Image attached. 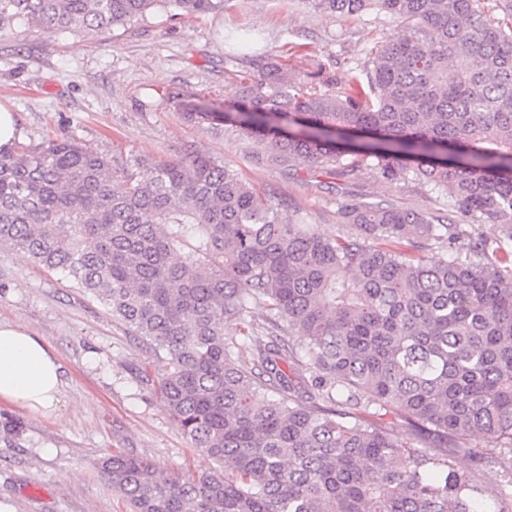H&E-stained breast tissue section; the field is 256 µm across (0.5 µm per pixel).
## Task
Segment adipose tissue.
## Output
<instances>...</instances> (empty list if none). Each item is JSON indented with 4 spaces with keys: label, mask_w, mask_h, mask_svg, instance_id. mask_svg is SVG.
Returning <instances> with one entry per match:
<instances>
[{
    "label": "adipose tissue",
    "mask_w": 512,
    "mask_h": 512,
    "mask_svg": "<svg viewBox=\"0 0 512 512\" xmlns=\"http://www.w3.org/2000/svg\"><path fill=\"white\" fill-rule=\"evenodd\" d=\"M61 365L45 342L22 324L0 321V401L39 414L62 405Z\"/></svg>",
    "instance_id": "ef3b65f1"
}]
</instances>
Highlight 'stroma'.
<instances>
[{"label": "stroma", "instance_id": "1", "mask_svg": "<svg viewBox=\"0 0 512 512\" xmlns=\"http://www.w3.org/2000/svg\"><path fill=\"white\" fill-rule=\"evenodd\" d=\"M261 32L269 54L287 60L304 88L365 80L380 42L404 37V23L372 10L359 17L316 13L299 0H227L222 11L147 21L97 34L0 35V104L22 131L21 146L73 137L119 164L140 157L199 153L226 163L272 203H287L305 223L334 237L346 231V203L389 204L446 214L447 194L420 182L383 179L369 168L336 177L304 160L286 162L223 122L192 118L229 111L251 47L229 58L224 38ZM0 319L18 321L55 354L65 382L63 406L44 417L0 404V504L9 512H125L100 469L105 454L124 452L162 469L213 470L191 451L153 386L141 381L147 354L98 300L64 273L0 245ZM458 452L455 467L484 494L506 474L481 435ZM484 449L491 461L467 454Z\"/></svg>", "mask_w": 512, "mask_h": 512}]
</instances>
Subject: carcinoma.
<instances>
[{"mask_svg": "<svg viewBox=\"0 0 512 512\" xmlns=\"http://www.w3.org/2000/svg\"><path fill=\"white\" fill-rule=\"evenodd\" d=\"M373 1L410 33L376 48L369 90L327 77L308 91L259 49L234 111L195 117L328 174L424 182L448 194L445 216L350 203L353 232L330 238L199 154L153 160L141 181L75 138L0 152V244L67 273L141 339L178 429L219 465L103 458L128 512H512V472L488 511L452 464L472 434L512 456V0H305L343 18ZM225 2L0 0V35ZM388 413L421 447L374 421Z\"/></svg>", "mask_w": 512, "mask_h": 512, "instance_id": "cac0c4a2", "label": "carcinoma"}]
</instances>
